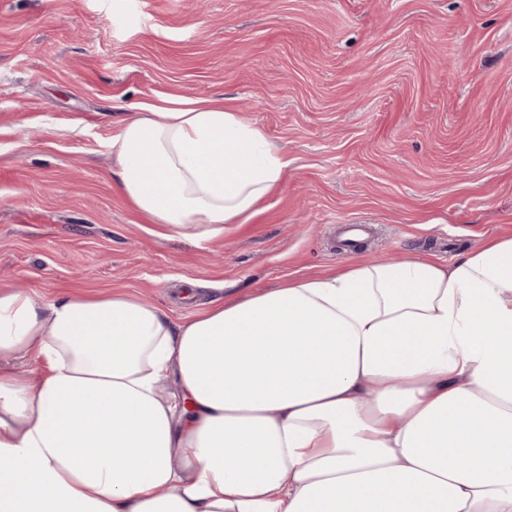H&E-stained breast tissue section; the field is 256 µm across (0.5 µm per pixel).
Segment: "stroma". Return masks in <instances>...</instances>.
I'll return each mask as SVG.
<instances>
[{
  "label": "stroma",
  "instance_id": "obj_1",
  "mask_svg": "<svg viewBox=\"0 0 512 512\" xmlns=\"http://www.w3.org/2000/svg\"><path fill=\"white\" fill-rule=\"evenodd\" d=\"M201 99L259 127L288 168L248 223L196 245L120 193L110 143L123 120ZM343 224L367 227L345 252ZM503 234L512 0H0L1 288L122 291L182 321Z\"/></svg>",
  "mask_w": 512,
  "mask_h": 512
}]
</instances>
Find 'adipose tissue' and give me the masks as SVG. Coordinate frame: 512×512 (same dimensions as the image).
<instances>
[{"label": "adipose tissue", "instance_id": "obj_1", "mask_svg": "<svg viewBox=\"0 0 512 512\" xmlns=\"http://www.w3.org/2000/svg\"><path fill=\"white\" fill-rule=\"evenodd\" d=\"M111 148L138 210L198 242L288 166L211 100L124 121ZM30 353L32 382L11 366ZM0 512H512V235L178 323L126 293L1 288Z\"/></svg>", "mask_w": 512, "mask_h": 512}]
</instances>
